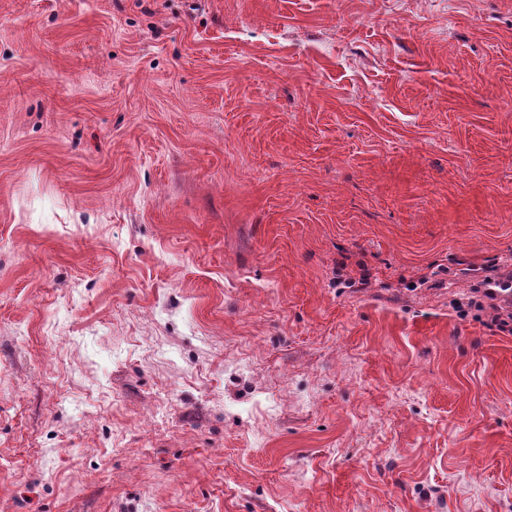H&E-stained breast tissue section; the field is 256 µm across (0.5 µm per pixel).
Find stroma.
<instances>
[{"instance_id":"stroma-1","label":"stroma","mask_w":512,"mask_h":512,"mask_svg":"<svg viewBox=\"0 0 512 512\" xmlns=\"http://www.w3.org/2000/svg\"><path fill=\"white\" fill-rule=\"evenodd\" d=\"M472 267L512 0H0V512H512Z\"/></svg>"}]
</instances>
